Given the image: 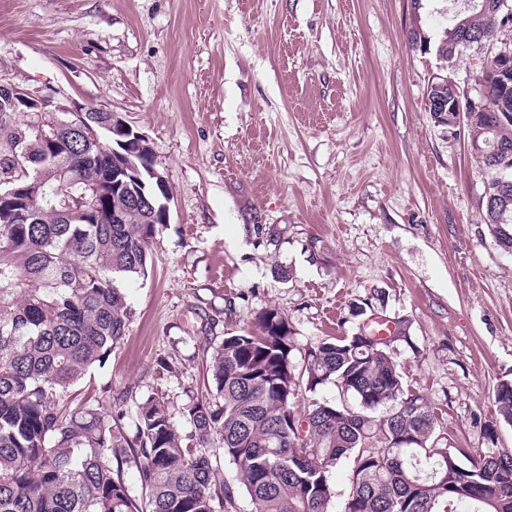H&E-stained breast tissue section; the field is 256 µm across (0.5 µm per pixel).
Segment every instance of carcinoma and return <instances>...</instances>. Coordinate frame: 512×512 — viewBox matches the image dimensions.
<instances>
[{
    "label": "carcinoma",
    "mask_w": 512,
    "mask_h": 512,
    "mask_svg": "<svg viewBox=\"0 0 512 512\" xmlns=\"http://www.w3.org/2000/svg\"><path fill=\"white\" fill-rule=\"evenodd\" d=\"M458 2L437 47L447 62L467 47L465 37L494 40L512 27L497 0ZM443 93L433 82L426 101L441 124L434 105ZM485 99L473 132L510 159L504 176L501 161L479 160L502 215L488 228L504 250L512 248V120L499 115L512 113V83H489ZM83 120L104 133L110 113L31 112L9 126L0 119V189L40 182L39 197L21 199L0 223V512H229L235 491L217 486L212 464L220 455L236 465L253 512H329V472L343 460L352 461L343 512H512V449L498 447L499 423L483 426L486 450L456 447L404 384L394 345L367 329L323 341L298 375L288 319L260 310L252 328L213 347L206 393L182 407L188 432L158 397L136 405L132 433L119 412L65 400L126 336L132 310L122 284L146 274L160 221L148 208L115 223L120 198L103 187L112 169L102 148L58 150L42 136ZM19 143L32 155L22 176L13 160ZM326 382L355 405L310 399L298 408ZM494 403L511 424V381L497 385ZM124 464L138 471L136 494Z\"/></svg>",
    "instance_id": "obj_1"
}]
</instances>
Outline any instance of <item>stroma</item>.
I'll use <instances>...</instances> for the list:
<instances>
[{"label": "stroma", "mask_w": 512, "mask_h": 512, "mask_svg": "<svg viewBox=\"0 0 512 512\" xmlns=\"http://www.w3.org/2000/svg\"><path fill=\"white\" fill-rule=\"evenodd\" d=\"M435 0H0V79L112 111L143 133L172 200L128 332L72 398L123 424L149 395L180 413L210 340L274 307L295 369L375 316L461 448L484 445L512 379V253L485 224L488 175L432 80L469 95L487 50L445 64ZM420 28L430 50L411 49Z\"/></svg>", "instance_id": "1"}]
</instances>
